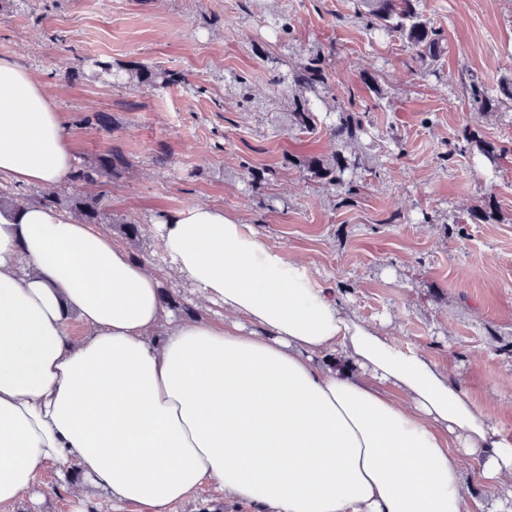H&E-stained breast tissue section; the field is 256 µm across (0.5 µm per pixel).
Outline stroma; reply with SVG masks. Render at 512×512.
<instances>
[{"label":"stroma","mask_w":512,"mask_h":512,"mask_svg":"<svg viewBox=\"0 0 512 512\" xmlns=\"http://www.w3.org/2000/svg\"><path fill=\"white\" fill-rule=\"evenodd\" d=\"M416 9L446 36L429 71L407 44L371 39L357 0H0V57L46 85L78 164L122 152L119 176L55 191L100 197L101 231L130 255L162 264L158 224L191 206L234 214L301 259L316 287L451 367L512 433V165L442 160L468 127L512 150V108L474 111L466 92L474 74L491 88L512 78V0H417ZM280 14L290 34L273 28ZM317 51L330 57V80L308 134L275 80ZM145 68L189 82L145 84L136 77ZM351 99L369 112L350 148L363 188L347 203L307 163L331 162L326 128ZM97 112L109 129L87 124ZM487 199L495 221L448 232ZM128 224L140 226L138 239ZM70 471L44 466L30 498L0 512H113L106 491Z\"/></svg>","instance_id":"35a3bbf8"}]
</instances>
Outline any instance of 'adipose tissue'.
Here are the masks:
<instances>
[{
  "instance_id": "obj_1",
  "label": "adipose tissue",
  "mask_w": 512,
  "mask_h": 512,
  "mask_svg": "<svg viewBox=\"0 0 512 512\" xmlns=\"http://www.w3.org/2000/svg\"><path fill=\"white\" fill-rule=\"evenodd\" d=\"M75 162L44 85L0 58V180ZM160 227L161 267L59 210L0 211V506L70 462L140 512L205 484L254 512H483L470 471L512 490V440L450 371L224 210ZM167 266L223 321L171 318Z\"/></svg>"
}]
</instances>
